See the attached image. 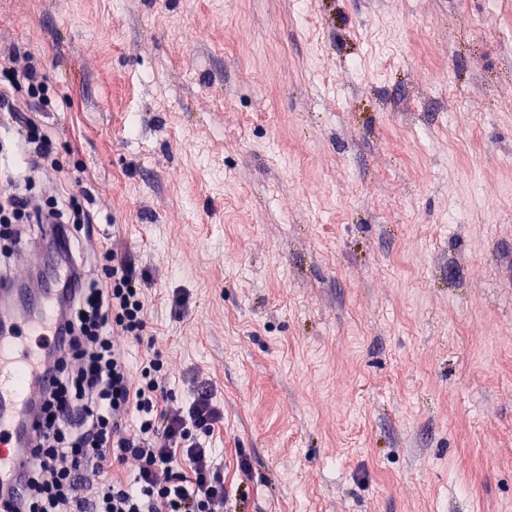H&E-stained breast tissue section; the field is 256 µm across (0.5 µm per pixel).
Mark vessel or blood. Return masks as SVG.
Listing matches in <instances>:
<instances>
[{
	"mask_svg": "<svg viewBox=\"0 0 512 512\" xmlns=\"http://www.w3.org/2000/svg\"><path fill=\"white\" fill-rule=\"evenodd\" d=\"M63 294L55 279L37 285L34 296L39 314L0 312V497L10 498L21 474L32 462L30 446L35 434V359L26 337H45Z\"/></svg>",
	"mask_w": 512,
	"mask_h": 512,
	"instance_id": "b4317fda",
	"label": "vessel or blood"
}]
</instances>
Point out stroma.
<instances>
[{
	"label": "stroma",
	"mask_w": 512,
	"mask_h": 512,
	"mask_svg": "<svg viewBox=\"0 0 512 512\" xmlns=\"http://www.w3.org/2000/svg\"><path fill=\"white\" fill-rule=\"evenodd\" d=\"M15 51L226 512H512V0H0Z\"/></svg>",
	"instance_id": "35a3bbf8"
}]
</instances>
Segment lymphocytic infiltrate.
I'll list each match as a JSON object with an SVG mask.
<instances>
[{
  "mask_svg": "<svg viewBox=\"0 0 512 512\" xmlns=\"http://www.w3.org/2000/svg\"><path fill=\"white\" fill-rule=\"evenodd\" d=\"M20 88L31 98H48L33 57H1L0 112L14 111ZM15 153L13 187L60 170L52 138L34 119L22 120ZM45 224L65 243L67 294L58 336L43 360L36 462L24 473L16 502L0 500V512H224V478L206 444L224 412L203 381L187 403L172 404L170 374L154 346L134 364L121 353L117 336L138 342L146 328L145 274L108 247L100 255L103 278L89 280L74 242L91 238L93 217L76 193L44 200L0 195V288L11 281L14 255L35 242ZM115 464L130 466V478L89 482V472Z\"/></svg>",
  "mask_w": 512,
  "mask_h": 512,
  "instance_id": "obj_1",
  "label": "lymphocytic infiltrate"
}]
</instances>
